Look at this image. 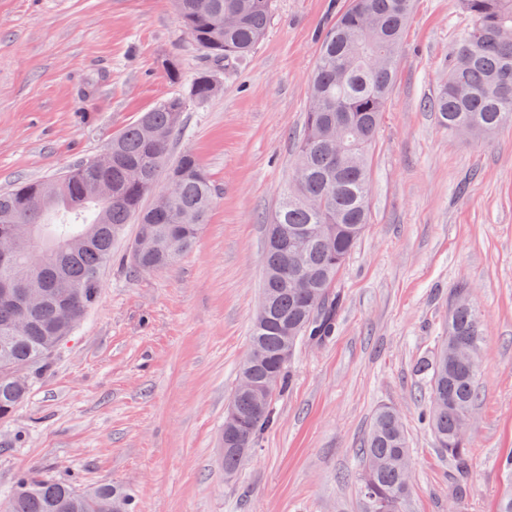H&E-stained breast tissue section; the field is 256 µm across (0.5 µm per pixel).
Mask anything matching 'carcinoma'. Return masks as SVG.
<instances>
[{
    "label": "carcinoma",
    "instance_id": "carcinoma-1",
    "mask_svg": "<svg viewBox=\"0 0 512 512\" xmlns=\"http://www.w3.org/2000/svg\"><path fill=\"white\" fill-rule=\"evenodd\" d=\"M471 25L456 44L448 77L430 103L451 134L487 138L512 122V0H462ZM413 0H349L320 39L310 85V106L289 187L267 225L262 294L265 316H255L239 376L271 392L256 403L234 391L240 415L234 439L224 444V475H234L272 422L273 396L289 384L287 367L297 347L321 343L335 326L339 270L369 220L372 142L392 89ZM181 22L215 66L243 61L265 36L273 0H174ZM220 86L213 70L198 72L175 93L112 137L106 166L87 159L52 180L23 183L0 193V241L20 244L14 261L0 262V282L25 278L38 302L26 309L0 300V422H8L49 366L58 342L70 336L100 293L112 245L130 221L138 224L129 248L133 271L173 265L196 242L214 199L196 156L171 158L170 143L183 127L187 103H205ZM306 230L293 241L275 227ZM57 248L59 259L42 273L28 266L29 234ZM455 291L446 335L418 371L429 378L422 410L440 453L455 468L456 503L469 472V439L461 431L478 403V366L485 342L477 308ZM363 512H407L412 451L398 412L379 408L360 448ZM136 512L127 489L81 488L77 478L57 480L37 469L21 472L6 512Z\"/></svg>",
    "mask_w": 512,
    "mask_h": 512
}]
</instances>
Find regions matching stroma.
<instances>
[{
    "mask_svg": "<svg viewBox=\"0 0 512 512\" xmlns=\"http://www.w3.org/2000/svg\"><path fill=\"white\" fill-rule=\"evenodd\" d=\"M348 0H275L263 41L215 69L172 154H197L215 201L172 267L135 274L128 224L100 296L13 421L0 424V512L18 473L133 490L137 512H361L358 450L379 407L407 430L411 512H448L453 468L418 414L416 362L466 286L484 323L473 466L457 512H496L512 451V123L478 142L429 104L471 20L461 0H415L370 151L369 223L337 275L336 330L304 343L273 425L225 478L224 412L260 298L265 227L288 185L319 36ZM212 67L172 0H0V191L100 154Z\"/></svg>",
    "mask_w": 512,
    "mask_h": 512,
    "instance_id": "35a3bbf8",
    "label": "stroma"
}]
</instances>
